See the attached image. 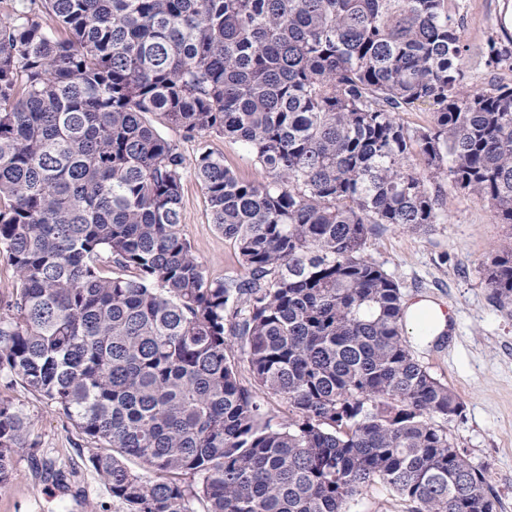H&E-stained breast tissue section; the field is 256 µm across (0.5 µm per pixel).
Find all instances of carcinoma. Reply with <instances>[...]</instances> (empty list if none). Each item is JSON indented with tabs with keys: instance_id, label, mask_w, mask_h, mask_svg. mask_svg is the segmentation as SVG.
<instances>
[{
	"instance_id": "cac0c4a2",
	"label": "carcinoma",
	"mask_w": 512,
	"mask_h": 512,
	"mask_svg": "<svg viewBox=\"0 0 512 512\" xmlns=\"http://www.w3.org/2000/svg\"><path fill=\"white\" fill-rule=\"evenodd\" d=\"M448 2L41 0L62 37L22 0L0 17V372L106 448L126 512H348L376 482L407 512H495L366 254L378 224L445 223V181L512 225V84L464 85ZM482 59L512 68V38ZM159 124L241 143L262 179ZM188 169L244 275L209 279L181 235ZM485 282L512 305V241ZM27 432L0 397V485ZM16 279L5 256L0 255V314L15 297Z\"/></svg>"
}]
</instances>
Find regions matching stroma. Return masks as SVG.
Instances as JSON below:
<instances>
[{
  "instance_id": "stroma-1",
  "label": "stroma",
  "mask_w": 512,
  "mask_h": 512,
  "mask_svg": "<svg viewBox=\"0 0 512 512\" xmlns=\"http://www.w3.org/2000/svg\"><path fill=\"white\" fill-rule=\"evenodd\" d=\"M451 10L471 56L489 39L512 36V0H453ZM161 133L186 158L204 145L239 176H260L238 143L216 135L191 137L174 127ZM444 195L447 223L426 234L377 225L366 253L399 282L405 299L429 298L448 309L447 334L410 349L462 402L461 416L448 423V439L486 469L497 512H512V312L494 305L484 278L486 262L512 227L497 223L488 204L452 184H445ZM181 211V232L206 276L241 275L233 244L211 223L190 174L183 180ZM0 396L29 422L26 444L14 456V475L0 485V512H125L89 463L98 445L72 420L6 376L0 378Z\"/></svg>"
}]
</instances>
